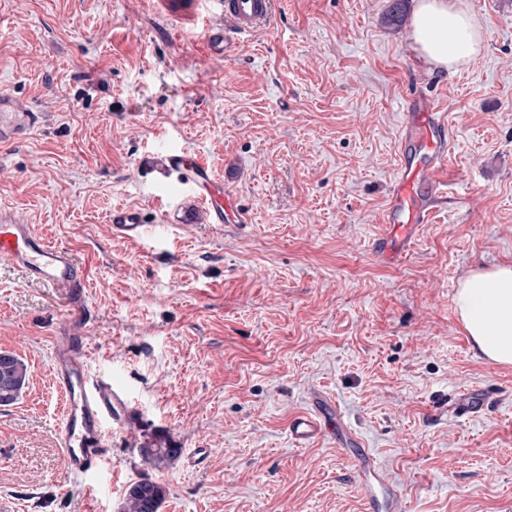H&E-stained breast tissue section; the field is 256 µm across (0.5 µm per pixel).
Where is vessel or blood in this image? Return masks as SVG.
<instances>
[{
    "instance_id": "1",
    "label": "vessel or blood",
    "mask_w": 512,
    "mask_h": 512,
    "mask_svg": "<svg viewBox=\"0 0 512 512\" xmlns=\"http://www.w3.org/2000/svg\"><path fill=\"white\" fill-rule=\"evenodd\" d=\"M224 16L223 26H209L205 59L228 58L238 39L253 35L270 24L273 0H164V9L175 16L198 17L209 6ZM406 123L401 135L398 173L385 209V233L374 240L375 255L395 260L403 254L419 225L430 223L438 201L448 196L444 176L452 141L444 115L429 97L410 92L405 99ZM42 121L40 112L24 99L0 94V138L25 140ZM157 184L177 178L187 199L203 208L209 224H247L251 215L239 204L223 176L197 151L170 147L148 165ZM112 229L128 239L145 236L141 209L115 207ZM0 260L32 282L45 283L82 301L84 272L71 250L36 236L29 225L19 224L8 208H0ZM86 347L76 331L57 337L53 366L63 399V421L58 440L64 463L76 475L88 476L99 469L108 429L125 431L136 424L138 412L124 387L103 377L91 376L84 357ZM460 415L478 416L487 407L484 394L466 390L457 396ZM351 432L335 402L313 397L309 407L292 417L288 437L298 447L320 439L347 438ZM355 469L365 491V512H407L394 481L370 451L358 454Z\"/></svg>"
}]
</instances>
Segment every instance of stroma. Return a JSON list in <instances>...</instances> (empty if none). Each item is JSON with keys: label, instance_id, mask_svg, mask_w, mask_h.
Wrapping results in <instances>:
<instances>
[{"label": "stroma", "instance_id": "stroma-1", "mask_svg": "<svg viewBox=\"0 0 512 512\" xmlns=\"http://www.w3.org/2000/svg\"><path fill=\"white\" fill-rule=\"evenodd\" d=\"M463 2L482 42L453 72L418 55L411 18L388 23L391 0H275L269 28L211 63L203 21L160 0H0V92L45 115L0 141V205L72 251L89 369L141 408L88 495L64 465L52 366L78 308L0 262V350L31 369L0 406V512H119L141 479L164 484L159 512H362L335 442L288 439L317 393L408 512H512V365L477 356L453 305L471 271L512 263V0ZM413 87L454 135L448 198L388 263L371 244ZM173 144L232 181L246 232L178 223L142 166ZM118 205L159 232L114 235ZM463 389L488 392L482 415L453 412ZM149 437L180 457L144 465Z\"/></svg>", "mask_w": 512, "mask_h": 512}]
</instances>
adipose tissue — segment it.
<instances>
[{"label":"adipose tissue","instance_id":"obj_1","mask_svg":"<svg viewBox=\"0 0 512 512\" xmlns=\"http://www.w3.org/2000/svg\"><path fill=\"white\" fill-rule=\"evenodd\" d=\"M414 41L431 64L452 70L480 50L481 33L461 0H419ZM456 313L482 357L512 364V264L501 263L465 277L454 295Z\"/></svg>","mask_w":512,"mask_h":512}]
</instances>
